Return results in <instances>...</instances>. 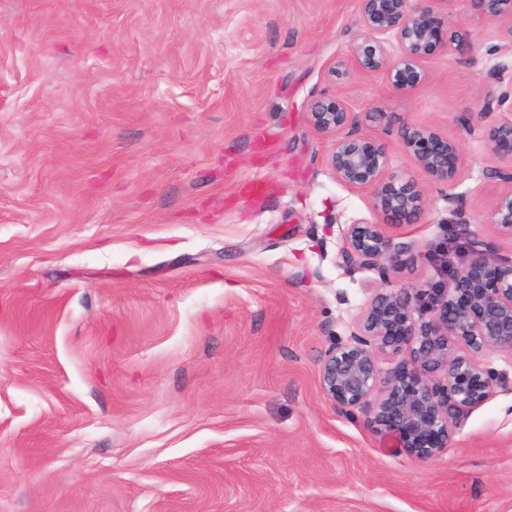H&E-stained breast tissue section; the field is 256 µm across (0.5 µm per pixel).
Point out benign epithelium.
I'll list each match as a JSON object with an SVG mask.
<instances>
[{
  "label": "benign epithelium",
  "instance_id": "benign-epithelium-1",
  "mask_svg": "<svg viewBox=\"0 0 512 512\" xmlns=\"http://www.w3.org/2000/svg\"><path fill=\"white\" fill-rule=\"evenodd\" d=\"M360 33L351 55L363 73L385 71L406 90L427 80L424 59L443 41L449 19L440 16L443 0H359ZM491 21L512 23V0H466ZM398 55L391 57L389 47ZM501 69L489 73L482 111L512 112V85L503 88ZM307 119L331 139L328 165L336 179L365 192L372 217L348 225L343 255L351 267H372L385 275L414 261L409 248L381 229L378 217L421 219L425 201L417 183L389 173V157L378 140L359 135V115L334 97L314 100ZM482 137L502 165L488 172L506 187L494 199L489 223L512 238V120L491 121ZM405 149L431 180L450 183L458 173L460 144L422 126L401 130ZM466 223L457 200L448 197L443 227L457 229L429 258L448 287L430 281L377 288L358 325L347 337L335 335L318 377L325 399L337 413L357 423L399 436L402 447L427 461L448 447L471 407L512 379L481 359L487 353L512 362V255L491 252ZM408 348L406 367L383 369L382 356Z\"/></svg>",
  "mask_w": 512,
  "mask_h": 512
}]
</instances>
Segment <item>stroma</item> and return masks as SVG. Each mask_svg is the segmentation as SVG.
Returning <instances> with one entry per match:
<instances>
[{
	"label": "stroma",
	"instance_id": "1",
	"mask_svg": "<svg viewBox=\"0 0 512 512\" xmlns=\"http://www.w3.org/2000/svg\"><path fill=\"white\" fill-rule=\"evenodd\" d=\"M439 9L448 47L401 91L351 65L358 0H0V512H512V388L422 462L318 381L382 277L342 258L370 202L314 99L423 191L420 222L382 224L418 256L392 282L437 281L452 195L512 255L479 116L512 28ZM407 123L459 141L452 184Z\"/></svg>",
	"mask_w": 512,
	"mask_h": 512
}]
</instances>
